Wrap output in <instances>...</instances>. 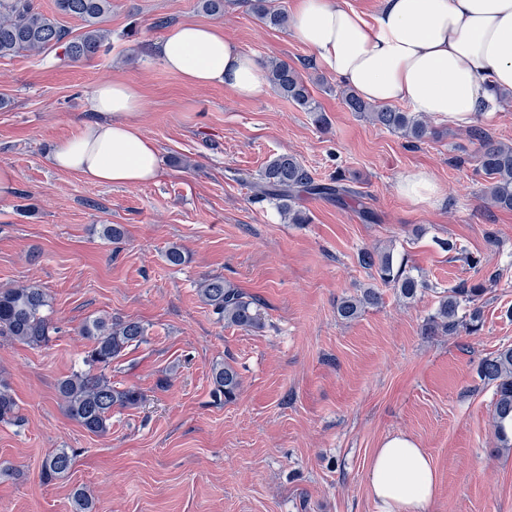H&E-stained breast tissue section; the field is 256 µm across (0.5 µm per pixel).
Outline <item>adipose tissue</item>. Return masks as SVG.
Listing matches in <instances>:
<instances>
[{"instance_id":"ef3b65f1","label":"adipose tissue","mask_w":512,"mask_h":512,"mask_svg":"<svg viewBox=\"0 0 512 512\" xmlns=\"http://www.w3.org/2000/svg\"><path fill=\"white\" fill-rule=\"evenodd\" d=\"M290 28L314 67L376 105L472 126L494 111L499 94L512 93V0H381L370 16L345 0H297ZM156 52L193 85L245 98L267 87L254 57L213 25H175ZM141 106L124 82L99 84L94 119L52 151L51 165L101 185L156 179L158 151L133 121ZM367 484L376 512H429L437 473L424 449L397 434L375 449Z\"/></svg>"}]
</instances>
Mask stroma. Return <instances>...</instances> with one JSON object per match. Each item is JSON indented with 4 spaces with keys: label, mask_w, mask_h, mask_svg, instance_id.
Segmentation results:
<instances>
[{
    "label": "stroma",
    "mask_w": 512,
    "mask_h": 512,
    "mask_svg": "<svg viewBox=\"0 0 512 512\" xmlns=\"http://www.w3.org/2000/svg\"><path fill=\"white\" fill-rule=\"evenodd\" d=\"M253 4L224 0L211 16L197 0H112L109 39L93 59H0V169L17 177L0 198V288H43L59 328L43 347L0 339V379L23 418L0 422V512H73L81 486L97 512H376L366 464L399 433L437 470L431 512H512V448L494 435V389L476 373L512 344V210L485 203L468 128L435 120L434 136L412 145L371 124ZM191 21L223 28L258 62L295 65L327 126L274 90L243 98L168 71L155 47L169 26ZM112 80L142 98L135 122L161 158L153 181L98 185L49 162L90 119L96 86ZM286 152L316 180L344 172L359 199L302 196L309 223H288L250 189ZM418 172L435 183L433 199L400 194V180ZM108 224L122 226V240L104 239ZM173 245L184 264L166 263ZM366 249L407 255L429 291L409 304L386 287L379 307L341 320L337 303L374 283L358 262ZM493 272L478 334L424 335L438 290ZM208 276L257 296L262 328L219 322L197 292ZM99 316L147 329L117 378L145 400L114 409L104 435L69 419L57 392L89 346L80 327ZM224 362L241 377L229 403L212 393L211 369ZM59 448L73 452V468L45 480L42 460Z\"/></svg>",
    "instance_id": "1"
}]
</instances>
